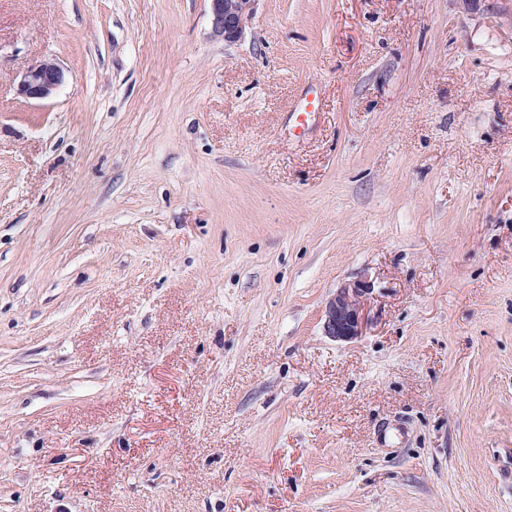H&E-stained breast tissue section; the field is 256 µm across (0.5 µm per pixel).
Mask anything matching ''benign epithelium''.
<instances>
[{"label":"benign epithelium","instance_id":"obj_1","mask_svg":"<svg viewBox=\"0 0 512 512\" xmlns=\"http://www.w3.org/2000/svg\"><path fill=\"white\" fill-rule=\"evenodd\" d=\"M212 28L227 42L240 39L252 14L254 0H210ZM66 74L53 58L29 66L17 84L18 96L33 101L47 100L64 85ZM370 287L362 280L342 285L327 302L323 331L338 342H350L363 335L366 325L365 300Z\"/></svg>","mask_w":512,"mask_h":512}]
</instances>
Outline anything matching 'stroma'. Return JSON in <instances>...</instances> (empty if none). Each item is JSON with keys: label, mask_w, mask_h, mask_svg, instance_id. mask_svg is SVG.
Masks as SVG:
<instances>
[{"label": "stroma", "mask_w": 512, "mask_h": 512, "mask_svg": "<svg viewBox=\"0 0 512 512\" xmlns=\"http://www.w3.org/2000/svg\"><path fill=\"white\" fill-rule=\"evenodd\" d=\"M0 512H512V0H0ZM212 28L224 41L233 42L244 33L245 23L252 14L254 0H209ZM65 79L66 74L58 62L53 58H44L24 71L16 93L27 100H47L56 95ZM371 288L365 281L346 283L327 302L323 331L338 342H350L363 335L366 325L365 300Z\"/></svg>", "instance_id": "obj_1"}]
</instances>
